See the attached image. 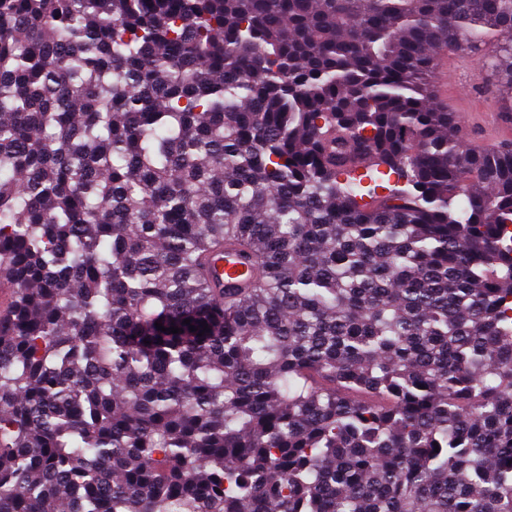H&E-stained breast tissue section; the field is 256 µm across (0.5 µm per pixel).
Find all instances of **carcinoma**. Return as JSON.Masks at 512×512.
<instances>
[{
  "label": "carcinoma",
  "instance_id": "cac0c4a2",
  "mask_svg": "<svg viewBox=\"0 0 512 512\" xmlns=\"http://www.w3.org/2000/svg\"><path fill=\"white\" fill-rule=\"evenodd\" d=\"M442 47L512 100V0H0V512H512V145ZM436 71H437V87L434 103L441 107H448V105H455L457 98L448 96V83L450 81L448 73V60L443 52L436 58ZM487 117V140L484 145H491L497 141H507L512 138V113L511 112H493ZM211 266L210 279L217 287H250L253 261L248 255L238 250H224L212 257Z\"/></svg>",
  "mask_w": 512,
  "mask_h": 512
}]
</instances>
